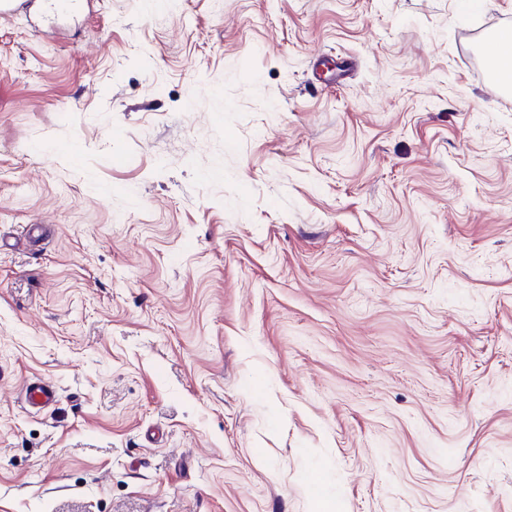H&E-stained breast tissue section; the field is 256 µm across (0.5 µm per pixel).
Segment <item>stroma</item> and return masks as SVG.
<instances>
[{"label": "stroma", "instance_id": "35a3bbf8", "mask_svg": "<svg viewBox=\"0 0 512 512\" xmlns=\"http://www.w3.org/2000/svg\"><path fill=\"white\" fill-rule=\"evenodd\" d=\"M507 27L512 0L0 20V512H512V105L480 66ZM25 394L29 404L38 409L49 406L56 396L52 388L38 382H30Z\"/></svg>", "mask_w": 512, "mask_h": 512}]
</instances>
